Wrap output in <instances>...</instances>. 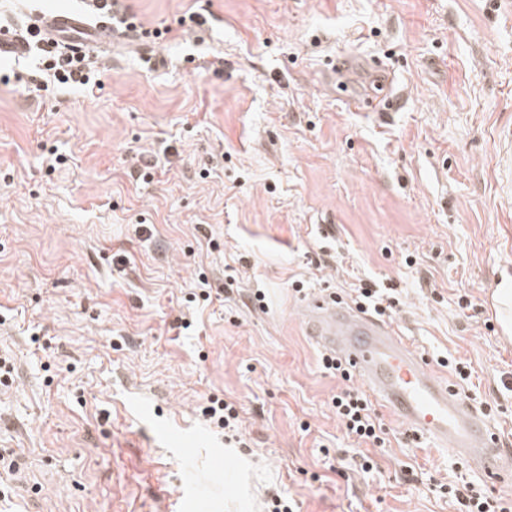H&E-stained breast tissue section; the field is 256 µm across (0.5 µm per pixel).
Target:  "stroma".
<instances>
[{"instance_id": "stroma-1", "label": "stroma", "mask_w": 512, "mask_h": 512, "mask_svg": "<svg viewBox=\"0 0 512 512\" xmlns=\"http://www.w3.org/2000/svg\"><path fill=\"white\" fill-rule=\"evenodd\" d=\"M119 6L172 32L148 54L114 38L100 89L39 91L28 55L0 58L21 76L0 83V512H267L276 493L459 512L432 484L484 476L383 406L377 471L350 467L342 383L300 310L357 276L396 285L393 323L430 367L471 365L464 394L512 449V339L484 301L512 277V0ZM42 13L84 4L0 0L1 26ZM382 93L386 116L349 106ZM212 395L236 401L242 444L202 416Z\"/></svg>"}]
</instances>
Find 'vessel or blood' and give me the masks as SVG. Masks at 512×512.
Returning <instances> with one entry per match:
<instances>
[{"instance_id": "b4317fda", "label": "vessel or blood", "mask_w": 512, "mask_h": 512, "mask_svg": "<svg viewBox=\"0 0 512 512\" xmlns=\"http://www.w3.org/2000/svg\"><path fill=\"white\" fill-rule=\"evenodd\" d=\"M30 30L78 54L93 53L108 41L104 31L68 14L37 16ZM302 321L320 348L340 358L408 433L423 434L436 447L475 463L492 484H512V452L501 448L496 432L460 389L432 371L394 325L324 294L305 302Z\"/></svg>"}]
</instances>
